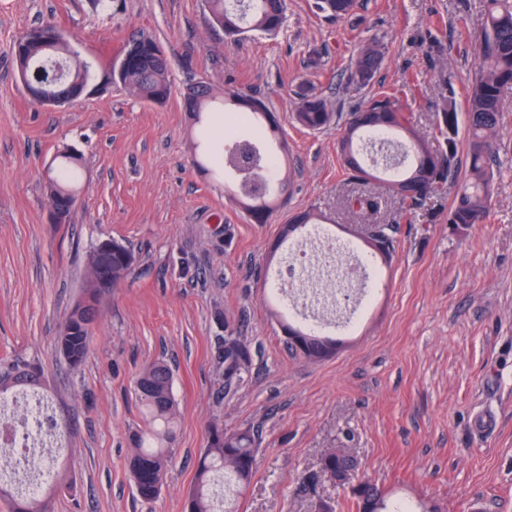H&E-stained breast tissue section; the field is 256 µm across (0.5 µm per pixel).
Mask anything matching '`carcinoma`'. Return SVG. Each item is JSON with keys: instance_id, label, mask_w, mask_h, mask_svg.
<instances>
[{"instance_id": "obj_1", "label": "carcinoma", "mask_w": 512, "mask_h": 512, "mask_svg": "<svg viewBox=\"0 0 512 512\" xmlns=\"http://www.w3.org/2000/svg\"><path fill=\"white\" fill-rule=\"evenodd\" d=\"M207 19L212 28L224 32L226 41L243 42L256 34L272 36L283 26L286 0H205ZM358 8V0H313V9L327 19H343ZM137 46L147 50L121 70L110 66L107 78L121 84L139 99L162 105L171 93V70L159 43L143 32L131 35L125 51ZM55 60L50 65L36 51L16 64L26 70V87L33 102L58 95L68 89L73 93L89 85L88 67L77 60L67 40L55 42L48 51ZM381 54L374 45L363 48L351 62V76L375 73ZM512 88V0H487L486 21L480 40L478 62L469 84L466 100L468 174L457 185L448 208V224L463 232L486 220L493 195V162L496 158L495 130L502 112L505 90ZM185 111L195 124H202L215 103L241 109L244 119H274L268 101L262 95L238 88H220L198 82L183 95ZM344 119L339 141L343 166L349 179L359 181L369 176L385 183L399 197L402 208L412 212L423 200L440 194L458 171L456 139L458 113L453 96L444 99L441 110L440 138L436 143L420 137L410 117L398 105V92L382 91L346 114L333 112L328 101L312 89L299 97L296 121L310 131H319L335 119ZM80 157L64 148L49 169L51 183L45 185L47 196L64 197L75 191ZM221 169L241 177L238 206L259 224L268 222L280 197L288 195L290 183L272 170L275 154L263 151L255 140L237 139L221 147L213 159ZM365 229L386 235L390 252H395L399 224H367ZM112 259L95 261L89 252L87 267L98 266L97 275H87L84 293L68 313L56 336V347L72 369L85 361L93 334L96 311L102 295L118 287L130 274L135 256L122 243L112 241ZM219 364L230 379L245 380L244 364L251 360V349L244 342L219 345ZM40 385L39 368L14 366L0 371V394L18 386ZM143 426L132 435L134 450L129 471L139 497L151 502L161 494L169 457L178 436L179 405L174 394V375L163 361H154L141 370L134 385ZM259 434L251 429L228 431L220 417L207 427V443L196 467L194 482L187 492L185 512H236L234 502L240 488L249 483L255 471V448ZM57 485L32 496L12 491L0 482V500L9 512H49L52 493ZM357 512H438L437 506L422 502L415 509L391 508L377 483L371 484L365 500H356Z\"/></svg>"}]
</instances>
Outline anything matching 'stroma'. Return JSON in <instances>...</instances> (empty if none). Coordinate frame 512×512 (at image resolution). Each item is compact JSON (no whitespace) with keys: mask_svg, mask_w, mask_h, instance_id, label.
Here are the masks:
<instances>
[{"mask_svg":"<svg viewBox=\"0 0 512 512\" xmlns=\"http://www.w3.org/2000/svg\"><path fill=\"white\" fill-rule=\"evenodd\" d=\"M310 3L287 0L278 36L235 46L207 24L203 0H0V365L36 364L68 423L55 458L65 480L51 512H184L217 413L228 430L259 433L256 473L238 512H314L323 499L354 512L349 486L321 472L332 449L354 458L358 475L392 501L512 512V91L489 216L462 233L447 222L455 185L399 221L398 199L378 182H349L342 127L313 132L294 119L304 84L338 112L397 87L416 131L432 142L450 93L465 144L485 0H362L335 21ZM46 22L92 72V92L56 107L31 102L12 58L17 39ZM136 30L170 60L165 104L107 80ZM370 42L382 62L359 86L348 79L351 61ZM199 81L270 101L279 124L273 146L291 188L268 223L249 221L231 176L194 162L203 128L191 123L183 93ZM66 145L81 153L83 169L69 223L53 224L45 174ZM352 192L380 197L377 222H399L396 252L357 321L332 330L336 355L312 362L288 349L265 274L285 265L272 251L282 224L311 208L337 243L372 258L347 210ZM112 239L136 263L102 298L87 359L74 371L55 339L81 296L91 248ZM228 327L253 352L245 382L229 392L218 363ZM155 360L173 370L181 419L162 492L148 503L128 462L141 423L134 382Z\"/></svg>","mask_w":512,"mask_h":512,"instance_id":"obj_1","label":"stroma"}]
</instances>
